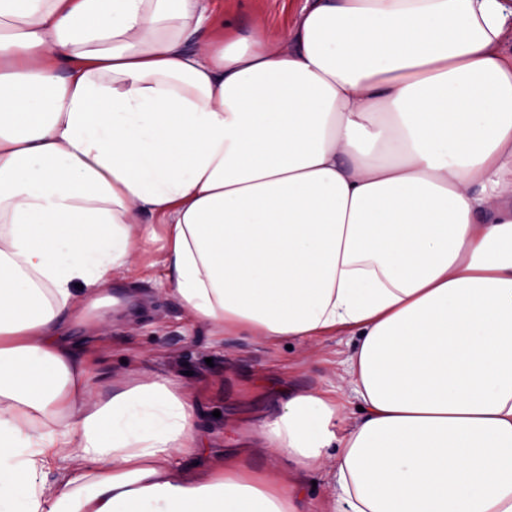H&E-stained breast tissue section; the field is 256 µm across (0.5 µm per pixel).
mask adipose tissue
I'll list each match as a JSON object with an SVG mask.
<instances>
[{
    "mask_svg": "<svg viewBox=\"0 0 512 512\" xmlns=\"http://www.w3.org/2000/svg\"><path fill=\"white\" fill-rule=\"evenodd\" d=\"M210 19L0 0V512H303L319 471L320 512H512V0H305L231 42ZM160 234L198 321L347 333L359 411L287 394L272 470L183 471L181 384L106 380L70 334L109 330Z\"/></svg>",
    "mask_w": 512,
    "mask_h": 512,
    "instance_id": "ef3b65f1",
    "label": "adipose tissue"
}]
</instances>
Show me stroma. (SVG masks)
I'll use <instances>...</instances> for the list:
<instances>
[{"label": "stroma", "instance_id": "1", "mask_svg": "<svg viewBox=\"0 0 512 512\" xmlns=\"http://www.w3.org/2000/svg\"><path fill=\"white\" fill-rule=\"evenodd\" d=\"M304 0H214V19L230 32L249 35L256 22L287 32ZM163 240L140 254L133 271L117 275L113 295H131L132 313L116 315L108 334L93 337L90 355L114 376L138 379L164 375L178 380L195 402L199 451L183 458L182 467L198 470L234 457L250 444L247 467L254 472L273 464L258 434L260 423L280 410L282 388L306 391L335 389L347 356V339L319 337L312 351L287 347L285 341L215 330L198 320L166 290L160 265Z\"/></svg>", "mask_w": 512, "mask_h": 512}]
</instances>
